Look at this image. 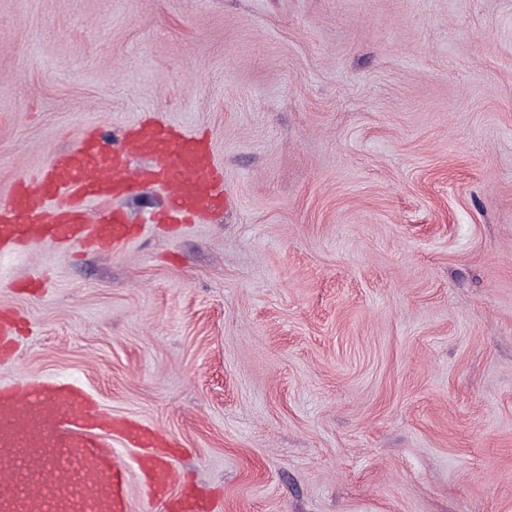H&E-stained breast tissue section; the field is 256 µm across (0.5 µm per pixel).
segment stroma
<instances>
[{
  "label": "stroma",
  "instance_id": "stroma-1",
  "mask_svg": "<svg viewBox=\"0 0 512 512\" xmlns=\"http://www.w3.org/2000/svg\"><path fill=\"white\" fill-rule=\"evenodd\" d=\"M148 112L227 209L0 257V383L174 436L215 512H512V0H0V204ZM17 335V322L14 315L0 310V360L3 362L12 352Z\"/></svg>",
  "mask_w": 512,
  "mask_h": 512
}]
</instances>
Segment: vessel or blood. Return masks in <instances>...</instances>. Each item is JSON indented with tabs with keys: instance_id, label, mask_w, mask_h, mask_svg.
Here are the masks:
<instances>
[{
	"instance_id": "obj_1",
	"label": "vessel or blood",
	"mask_w": 512,
	"mask_h": 512,
	"mask_svg": "<svg viewBox=\"0 0 512 512\" xmlns=\"http://www.w3.org/2000/svg\"><path fill=\"white\" fill-rule=\"evenodd\" d=\"M148 166L131 171L133 159ZM164 193L158 224H194L228 204L224 170L210 141L153 114L121 137L86 130L60 150L36 178H19L0 207V256L49 241L118 249L138 234L114 200L149 188ZM100 204L90 214L89 204ZM17 322L0 310V360L12 352ZM139 449L135 467L112 446L113 437ZM161 441L141 423H113L90 394L66 379L0 385V512H129L130 473L167 512H212L207 494L175 487Z\"/></svg>"
}]
</instances>
